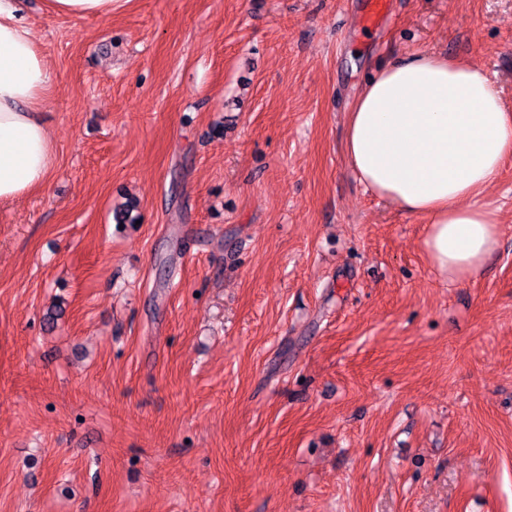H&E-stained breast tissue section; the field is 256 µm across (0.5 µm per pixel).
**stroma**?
<instances>
[{
	"label": "stroma",
	"instance_id": "obj_1",
	"mask_svg": "<svg viewBox=\"0 0 512 512\" xmlns=\"http://www.w3.org/2000/svg\"><path fill=\"white\" fill-rule=\"evenodd\" d=\"M24 0L48 183L0 203V512H512V157L440 275L344 151L374 68L512 110V0ZM49 15L74 21L88 17L106 18L112 14L114 0H46Z\"/></svg>",
	"mask_w": 512,
	"mask_h": 512
}]
</instances>
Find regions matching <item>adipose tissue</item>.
<instances>
[{
  "label": "adipose tissue",
  "instance_id": "adipose-tissue-1",
  "mask_svg": "<svg viewBox=\"0 0 512 512\" xmlns=\"http://www.w3.org/2000/svg\"><path fill=\"white\" fill-rule=\"evenodd\" d=\"M51 86L20 0H0V202L48 180ZM345 150L368 189L425 219L440 273L465 281L496 249L499 218L479 197L512 155V113L483 68L426 53L394 59L357 92Z\"/></svg>",
  "mask_w": 512,
  "mask_h": 512
}]
</instances>
